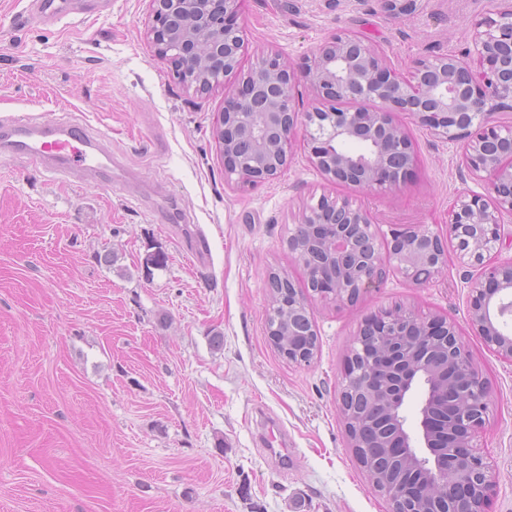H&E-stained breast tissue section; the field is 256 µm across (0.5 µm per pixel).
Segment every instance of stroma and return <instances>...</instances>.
<instances>
[{"mask_svg": "<svg viewBox=\"0 0 512 512\" xmlns=\"http://www.w3.org/2000/svg\"><path fill=\"white\" fill-rule=\"evenodd\" d=\"M80 2L87 14L47 24L27 0H0V120L75 124L104 154L99 171L58 177L0 147V512H387L338 395L362 319L397 306L455 324L493 401L476 438L487 512H512V361L469 325L478 267L452 255L427 286L393 274L356 306L315 303L308 366L266 331L269 273L305 285L287 239L311 198L356 200L384 237L446 224L460 194L487 191L456 146L398 112L417 152L398 188L328 181L300 142L277 178L227 185L215 126L238 75L194 93L154 51L153 0ZM501 7L419 0L394 21L377 0H243L240 69L270 48L300 63L347 29L405 74L470 48L475 21ZM158 251L166 265L146 268ZM269 420L287 467L263 448Z\"/></svg>", "mask_w": 512, "mask_h": 512, "instance_id": "stroma-1", "label": "stroma"}]
</instances>
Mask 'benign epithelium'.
<instances>
[{"instance_id":"1","label":"benign epithelium","mask_w":512,"mask_h":512,"mask_svg":"<svg viewBox=\"0 0 512 512\" xmlns=\"http://www.w3.org/2000/svg\"><path fill=\"white\" fill-rule=\"evenodd\" d=\"M158 56L174 61L179 79L206 93L237 72L243 39L235 25L241 0H154ZM393 20L415 11L417 0H378ZM473 52L418 59L408 75L391 69L381 52L357 33L324 38L301 66L276 50L261 54L224 101L216 138L224 153V179L258 186L288 166L297 130L311 163L330 181L367 192L392 189L417 164L413 142L393 112H405L441 140L460 145L462 164L487 181L492 195L472 192L454 204L445 231L407 225L380 240L367 209L349 199L321 196L305 206V240L288 235V250L303 265L307 288H272L268 336L288 361L309 366L318 351L312 302L355 305L390 274L425 286L448 268V241L458 258L480 267L470 286L468 320L486 345L512 360V125L491 118L512 112V3L475 23ZM316 104L302 112L300 83ZM369 146L365 155L342 146ZM306 310L310 341L287 344L279 336V309ZM421 397L415 425L407 403ZM492 399L454 323L400 307L364 320L348 352L339 409L350 447L389 512H484L492 483L486 455L474 436Z\"/></svg>"}]
</instances>
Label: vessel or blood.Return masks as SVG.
<instances>
[{"label":"vessel or blood","instance_id":"obj_1","mask_svg":"<svg viewBox=\"0 0 512 512\" xmlns=\"http://www.w3.org/2000/svg\"><path fill=\"white\" fill-rule=\"evenodd\" d=\"M19 153L39 162L46 170L59 173L60 159H72L75 169L99 166L100 150L76 125L52 126L24 116L12 120Z\"/></svg>","mask_w":512,"mask_h":512}]
</instances>
